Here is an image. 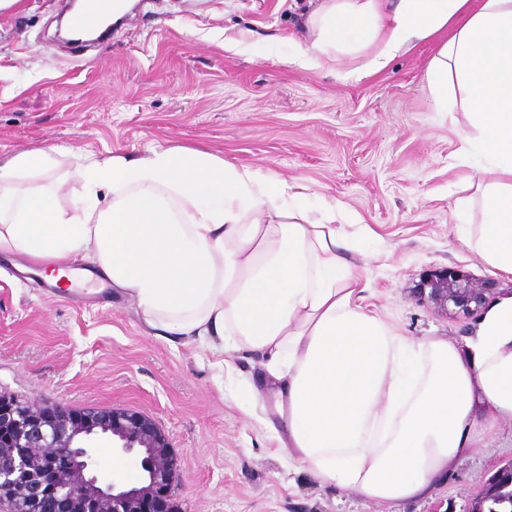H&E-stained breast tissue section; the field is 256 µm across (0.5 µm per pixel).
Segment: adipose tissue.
<instances>
[{
  "mask_svg": "<svg viewBox=\"0 0 512 512\" xmlns=\"http://www.w3.org/2000/svg\"><path fill=\"white\" fill-rule=\"evenodd\" d=\"M308 26L296 62L368 50L371 74L446 34L425 71L431 101L461 109L460 137L484 159L466 177L480 221L455 233L503 282L468 336L398 335L363 304L358 240L335 204L311 218L308 186L197 148L90 161L71 216L60 184H34L57 148L13 156L0 164V254L53 282L64 262L90 261L148 326L210 345L219 365L226 337L260 354L281 449L321 485L399 505L431 497L512 421V0H322Z\"/></svg>",
  "mask_w": 512,
  "mask_h": 512,
  "instance_id": "ef3b65f1",
  "label": "adipose tissue"
}]
</instances>
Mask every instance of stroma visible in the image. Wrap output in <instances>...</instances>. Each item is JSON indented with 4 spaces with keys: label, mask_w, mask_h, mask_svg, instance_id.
I'll return each mask as SVG.
<instances>
[{
    "label": "stroma",
    "mask_w": 512,
    "mask_h": 512,
    "mask_svg": "<svg viewBox=\"0 0 512 512\" xmlns=\"http://www.w3.org/2000/svg\"><path fill=\"white\" fill-rule=\"evenodd\" d=\"M319 0H141L95 42H66L65 0H17L0 11V162L59 147V203L82 192L87 159L152 148H202L300 182L369 231L367 302L405 336H467L471 318L419 299L427 270L487 278L453 232L466 173L455 115L434 111L425 68L437 40L357 77L365 54L315 67L293 62ZM0 255V393L23 401L148 414L178 459L179 512H470L512 461L499 422L432 498L393 508L320 485L279 448L284 432L252 398L260 356L157 336L134 302L88 278L63 294ZM94 470L136 482L131 456L103 441Z\"/></svg>",
    "instance_id": "stroma-1"
}]
</instances>
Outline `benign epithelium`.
Returning <instances> with one entry per match:
<instances>
[{"instance_id":"benign-epithelium-1","label":"benign epithelium","mask_w":512,"mask_h":512,"mask_svg":"<svg viewBox=\"0 0 512 512\" xmlns=\"http://www.w3.org/2000/svg\"><path fill=\"white\" fill-rule=\"evenodd\" d=\"M418 293L446 310L476 315L495 283L457 268L429 270ZM116 437L137 452L142 485L103 484L91 470L94 443ZM0 504L9 512H176L178 462L166 435L145 413L114 407L72 410L0 394Z\"/></svg>"}]
</instances>
